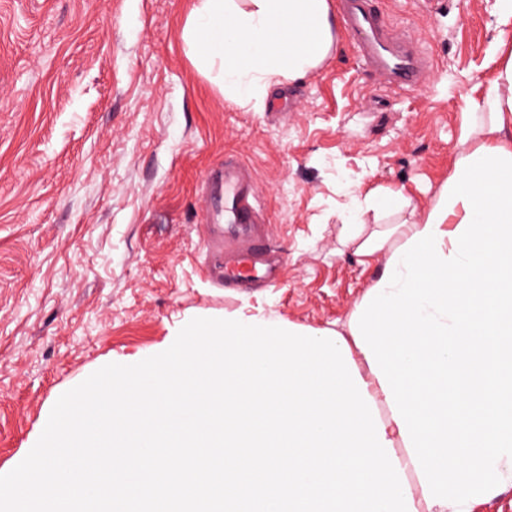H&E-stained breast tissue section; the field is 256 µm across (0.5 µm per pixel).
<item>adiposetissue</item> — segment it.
I'll return each instance as SVG.
<instances>
[{
	"mask_svg": "<svg viewBox=\"0 0 512 512\" xmlns=\"http://www.w3.org/2000/svg\"><path fill=\"white\" fill-rule=\"evenodd\" d=\"M336 27L329 0H198L185 40L249 102L318 67ZM498 51L430 207L415 216L402 194L370 195L352 215L356 254L390 259L347 329L417 512H470L512 486V39ZM371 210L398 220L363 231Z\"/></svg>",
	"mask_w": 512,
	"mask_h": 512,
	"instance_id": "1",
	"label": "adipose tissue"
}]
</instances>
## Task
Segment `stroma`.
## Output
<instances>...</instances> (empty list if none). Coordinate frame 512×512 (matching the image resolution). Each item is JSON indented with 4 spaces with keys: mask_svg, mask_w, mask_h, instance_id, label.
I'll return each mask as SVG.
<instances>
[{
    "mask_svg": "<svg viewBox=\"0 0 512 512\" xmlns=\"http://www.w3.org/2000/svg\"><path fill=\"white\" fill-rule=\"evenodd\" d=\"M197 0H0V474L58 398L109 363L159 354L195 318L257 314L345 331L386 258L342 245L344 213L402 193L423 212L452 174L463 115L494 76L497 0H380L433 60L382 87L346 36L262 107L225 98L184 39ZM255 171L287 269L213 287L198 181L225 155Z\"/></svg>",
    "mask_w": 512,
    "mask_h": 512,
    "instance_id": "stroma-1",
    "label": "stroma"
}]
</instances>
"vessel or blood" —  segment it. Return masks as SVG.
Returning <instances> with one entry per match:
<instances>
[{"label":"vessel or blood","instance_id":"obj_1","mask_svg":"<svg viewBox=\"0 0 512 512\" xmlns=\"http://www.w3.org/2000/svg\"><path fill=\"white\" fill-rule=\"evenodd\" d=\"M344 34L359 59L387 87L412 92L423 86L432 65L419 39L390 24L379 0H336ZM206 272L224 288L277 285L285 266L273 244L252 168L228 158L202 179Z\"/></svg>","mask_w":512,"mask_h":512}]
</instances>
